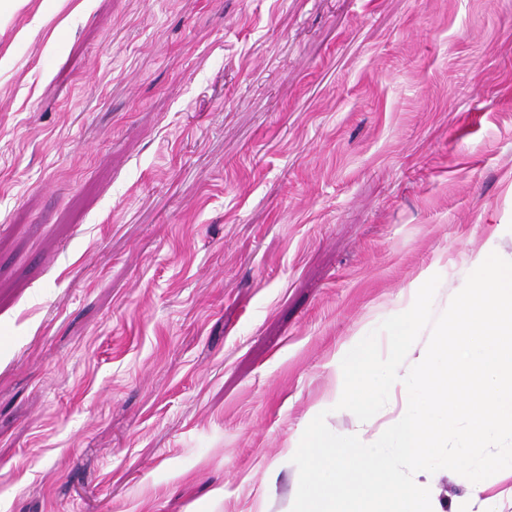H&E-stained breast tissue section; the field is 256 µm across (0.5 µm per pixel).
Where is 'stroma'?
<instances>
[{"label":"stroma","mask_w":512,"mask_h":512,"mask_svg":"<svg viewBox=\"0 0 512 512\" xmlns=\"http://www.w3.org/2000/svg\"><path fill=\"white\" fill-rule=\"evenodd\" d=\"M512 254V0H0V512H290L345 354Z\"/></svg>","instance_id":"35a3bbf8"}]
</instances>
